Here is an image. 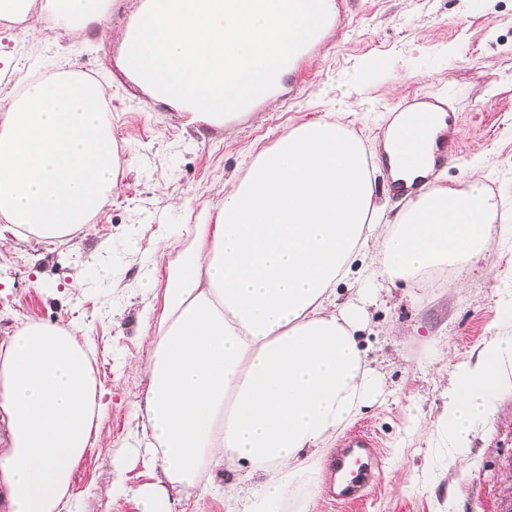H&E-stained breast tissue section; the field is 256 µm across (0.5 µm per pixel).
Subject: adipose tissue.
<instances>
[{
  "instance_id": "obj_1",
  "label": "adipose tissue",
  "mask_w": 512,
  "mask_h": 512,
  "mask_svg": "<svg viewBox=\"0 0 512 512\" xmlns=\"http://www.w3.org/2000/svg\"><path fill=\"white\" fill-rule=\"evenodd\" d=\"M109 0H48L49 28L105 33ZM307 0H145L121 35V68L187 124L232 132L228 100L266 92L311 23ZM111 88L58 65L16 83L0 110V230L43 245L82 231L112 199L121 160L105 108ZM345 111L304 123L216 190V220L167 263L161 308H147L137 449L159 470L139 512H177L181 493L219 495L225 512H315L338 432L383 384L358 332L378 284L429 285L431 272L475 264L501 210L480 173L438 181L394 216L379 203L377 163ZM443 120L398 113L386 140L422 144L391 156L393 177L427 174ZM358 298L336 301L339 284ZM512 388V331L458 362L437 420L453 449ZM89 353L64 327L32 317L0 336V497L8 512H81L76 465L104 408ZM221 495V494H220Z\"/></svg>"
}]
</instances>
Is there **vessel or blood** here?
I'll use <instances>...</instances> for the list:
<instances>
[{
	"label": "vessel or blood",
	"instance_id": "obj_1",
	"mask_svg": "<svg viewBox=\"0 0 512 512\" xmlns=\"http://www.w3.org/2000/svg\"><path fill=\"white\" fill-rule=\"evenodd\" d=\"M351 8L352 0H332L331 8H316L314 27L303 37L300 47L288 62L289 85H296L309 78L308 68L312 56L322 55L326 51L324 34L334 29L347 28ZM332 466L336 472L345 476L333 492L336 501L348 503L361 500L380 474L374 440L365 433L351 432L344 438Z\"/></svg>",
	"mask_w": 512,
	"mask_h": 512
}]
</instances>
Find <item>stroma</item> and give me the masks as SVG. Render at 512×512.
Masks as SVG:
<instances>
[{
  "label": "stroma",
  "instance_id": "35a3bbf8",
  "mask_svg": "<svg viewBox=\"0 0 512 512\" xmlns=\"http://www.w3.org/2000/svg\"><path fill=\"white\" fill-rule=\"evenodd\" d=\"M353 24L334 50L311 66L295 100L279 98L275 117L253 113L233 135L197 130L178 112L156 103L122 74L115 39L22 43L23 69L0 76V106L25 67L60 60L112 86V133L123 164L112 201L88 231L38 248L0 238V335L26 317L68 327L99 363L104 411L99 438L77 465L73 489L84 512H139L135 489L154 481L157 468L131 447L137 405L148 386L128 365L147 362L141 314L161 307L170 253L189 242L187 229L213 220V188L239 178L261 150L297 126L348 108L347 120L369 148H377L382 119L410 94L452 103L462 137L441 182L462 186L473 167L504 200L512 225V0H356ZM181 198L182 209L168 206ZM156 260L153 287L139 283L146 260ZM87 286L71 288L74 269ZM512 275V244L492 237L472 268L451 271L464 289L385 285L367 306L359 339L381 374L384 401L354 422L378 443L382 473L368 494L345 506L322 492L317 512H499L512 491V392L479 424L469 448L449 463L432 432L449 386L452 365L469 358L496 334L501 314L495 275ZM126 289L113 294V279ZM448 343L447 360L432 359ZM118 457L121 469L103 463ZM119 485L114 496L102 491Z\"/></svg>",
  "mask_w": 512,
  "mask_h": 512
}]
</instances>
